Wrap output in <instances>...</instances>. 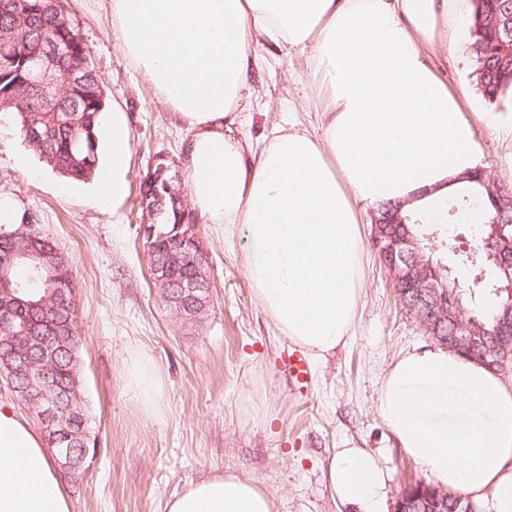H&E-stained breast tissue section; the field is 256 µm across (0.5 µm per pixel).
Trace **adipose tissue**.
I'll list each match as a JSON object with an SVG mask.
<instances>
[{
	"instance_id": "obj_1",
	"label": "adipose tissue",
	"mask_w": 512,
	"mask_h": 512,
	"mask_svg": "<svg viewBox=\"0 0 512 512\" xmlns=\"http://www.w3.org/2000/svg\"><path fill=\"white\" fill-rule=\"evenodd\" d=\"M126 56L192 129L194 205L240 226L248 278L281 333L321 359L349 339L363 285L356 203L414 210L449 194L481 153L460 102L426 54L447 44L465 0H111ZM306 51L325 92L322 134H276L257 160L228 124L254 44ZM100 204L120 203L130 154L126 125L107 132ZM379 414L435 483L486 512H512V389L445 350L397 357L377 394ZM334 492L359 512H384L376 458L344 448ZM167 512H278L255 481L220 473L190 485ZM0 512H70L41 436L0 408Z\"/></svg>"
}]
</instances>
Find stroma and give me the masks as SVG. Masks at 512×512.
<instances>
[{
	"mask_svg": "<svg viewBox=\"0 0 512 512\" xmlns=\"http://www.w3.org/2000/svg\"><path fill=\"white\" fill-rule=\"evenodd\" d=\"M61 7L89 48L106 112L123 114L130 137L125 194L114 208L95 201L93 180L66 178L10 123L0 124V200L11 204L15 222L31 225L73 262L78 374L98 451L61 482L71 512H165L190 484L229 470L266 487L278 512H350L327 479L330 460L344 448L376 457L387 475L386 512H395L407 485L431 477L381 420L379 385L399 355L438 344L389 284L372 232L374 208L358 209L364 286L353 333L311 361V386L299 394L282 369L294 345L254 294L239 228L197 218L211 282L201 321L176 315L155 285L141 227L158 218L142 204L139 185L160 159L191 202L193 132L122 51L110 0H61ZM468 44V34H459L427 60L459 97L485 170L512 188V94L482 95ZM322 106L306 54L260 43L232 132L253 160L288 126L321 134ZM22 155L30 171L18 167ZM135 353L161 384L152 412L127 386L125 365Z\"/></svg>",
	"mask_w": 512,
	"mask_h": 512,
	"instance_id": "obj_1",
	"label": "stroma"
}]
</instances>
